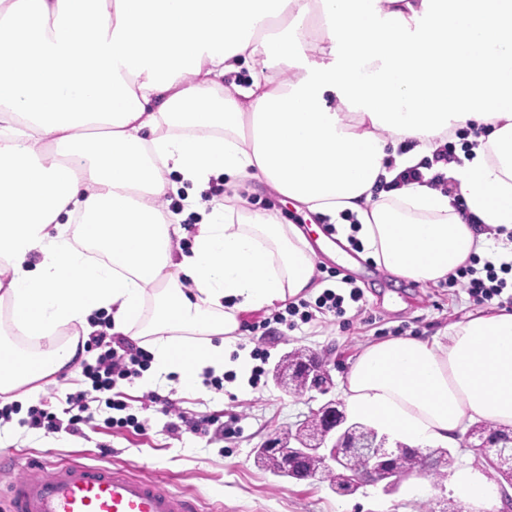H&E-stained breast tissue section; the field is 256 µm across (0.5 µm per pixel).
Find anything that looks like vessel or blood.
<instances>
[{"mask_svg": "<svg viewBox=\"0 0 512 512\" xmlns=\"http://www.w3.org/2000/svg\"><path fill=\"white\" fill-rule=\"evenodd\" d=\"M9 494L10 512H198L194 498L163 481L78 459L42 464L39 477L14 480Z\"/></svg>", "mask_w": 512, "mask_h": 512, "instance_id": "1", "label": "vessel or blood"}]
</instances>
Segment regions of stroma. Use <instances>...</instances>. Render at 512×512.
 <instances>
[{"label":"stroma","instance_id":"1","mask_svg":"<svg viewBox=\"0 0 512 512\" xmlns=\"http://www.w3.org/2000/svg\"><path fill=\"white\" fill-rule=\"evenodd\" d=\"M238 194L250 209L273 210L292 223L300 221L293 202L264 183L244 181ZM355 282L363 298L357 304L347 303V312L340 318L320 314L294 329L276 324L262 337L249 325L272 316V309L239 314V347L249 351L258 347L264 354L257 386L244 388L238 379L228 377L220 392L203 386L179 393L161 378L127 387V394L138 399L136 415L145 422L146 435L110 430L98 419L83 424L76 435L64 429L48 435L16 419L0 425V453L16 458L15 465L0 471V485L25 476L27 460L44 457L63 462L78 456L91 464L131 465L136 474L156 477L195 496L200 512H211L219 504L223 512H441L445 501L456 498L445 477L413 473L392 494L377 484L339 495L322 477L281 478L254 462L257 448L272 433L296 428L326 398L342 399V382L366 343L429 338L448 323L483 310L462 288L399 278L379 271L369 259L361 260ZM296 348L325 356L333 381L328 395L290 394L276 385L275 365ZM155 393L172 400L185 420L215 417L210 435L201 438L186 428H173L172 417L152 403Z\"/></svg>","mask_w":512,"mask_h":512}]
</instances>
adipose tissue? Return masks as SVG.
Wrapping results in <instances>:
<instances>
[{
  "instance_id": "adipose-tissue-1",
  "label": "adipose tissue",
  "mask_w": 512,
  "mask_h": 512,
  "mask_svg": "<svg viewBox=\"0 0 512 512\" xmlns=\"http://www.w3.org/2000/svg\"><path fill=\"white\" fill-rule=\"evenodd\" d=\"M458 129L452 192L393 187ZM223 176L331 217L380 270L447 280L512 231V0H0V305L43 344L0 341V405L83 360L101 310L177 391L248 372L239 313L312 293L316 255L279 212L205 199ZM343 386L414 444L510 430L512 312L368 343Z\"/></svg>"
}]
</instances>
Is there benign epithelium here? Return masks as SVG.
Instances as JSON below:
<instances>
[{
	"mask_svg": "<svg viewBox=\"0 0 512 512\" xmlns=\"http://www.w3.org/2000/svg\"><path fill=\"white\" fill-rule=\"evenodd\" d=\"M297 362L300 389L304 392L318 390L327 393L330 375L324 358L306 354ZM339 406L341 403L329 400L311 412L310 418L295 433L288 434V441L278 442L272 438L264 443L261 450L266 454L273 453L276 448L285 449L274 475L295 480L310 479L344 465L348 456L352 455L362 466L351 476L350 492H355L366 482L383 480L386 481L385 491L395 490L401 478L387 464V459L395 453L396 448L388 446L386 438L379 439L374 432L368 435L356 424L343 427L346 417ZM291 439L298 446H290ZM464 443L468 448L494 449L501 468L512 474L511 434L505 435L501 429L483 434L469 430Z\"/></svg>",
	"mask_w": 512,
	"mask_h": 512,
	"instance_id": "1",
	"label": "benign epithelium"
}]
</instances>
